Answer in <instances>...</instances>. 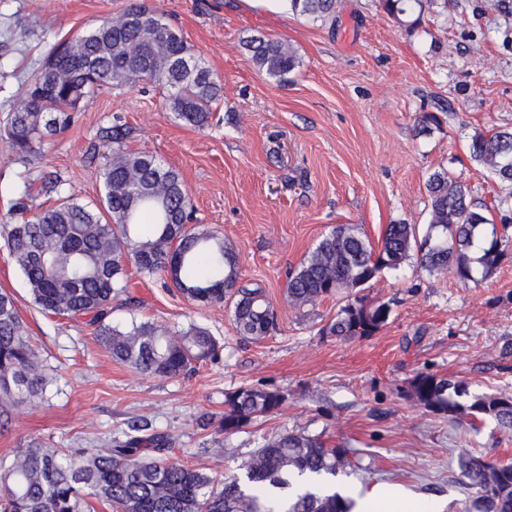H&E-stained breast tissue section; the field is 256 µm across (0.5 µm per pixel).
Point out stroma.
Wrapping results in <instances>:
<instances>
[{
	"instance_id": "obj_1",
	"label": "stroma",
	"mask_w": 512,
	"mask_h": 512,
	"mask_svg": "<svg viewBox=\"0 0 512 512\" xmlns=\"http://www.w3.org/2000/svg\"><path fill=\"white\" fill-rule=\"evenodd\" d=\"M130 2L0 0V120L53 44ZM140 2L164 12L219 76L223 96L207 125L175 119L162 89L126 86L96 93L37 153H17L0 138V224L13 223L19 201L32 213L71 194L97 203L108 134L121 122L125 148L179 170L191 225L236 248L241 283L265 288L278 330L245 342L228 305H197L128 267L113 323H193L219 343L217 356L190 374L142 376L113 360L93 327L34 305L0 242V289L14 295L53 378L46 398L10 410L0 425V459L34 442L98 448L144 420L170 436L178 460L221 475L263 439L302 431L346 449L337 478L346 494L397 486L436 512H462L472 493L460 457L512 464V429L452 424L414 406L408 392L424 373L466 381L476 394H512V238L508 260L482 281L410 262L400 274L382 272L367 293L390 302V319L350 341L317 334L339 299L294 310L286 273L335 226L357 225L377 246L386 225L425 224L426 180L440 168L468 185L494 224L512 219V192L487 178L468 149L474 130L512 128V0H424L411 25L383 0H338L324 22L247 0ZM258 35L295 48L299 65L286 79L251 61L245 42ZM431 114L438 123L424 125ZM242 386L279 390L285 401L223 433L224 395Z\"/></svg>"
}]
</instances>
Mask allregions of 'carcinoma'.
<instances>
[{
	"label": "carcinoma",
	"instance_id": "cac0c4a2",
	"mask_svg": "<svg viewBox=\"0 0 512 512\" xmlns=\"http://www.w3.org/2000/svg\"><path fill=\"white\" fill-rule=\"evenodd\" d=\"M421 0H384L400 20ZM295 13L313 21L335 17L337 0H289ZM121 28L104 17L77 38L56 45L43 59L7 119L11 145L34 153L47 137L66 130L81 104L105 88L149 84L167 91L169 111L186 125L202 127L222 85L163 14L142 4L125 10ZM256 66L283 80L299 60L285 43L264 36L247 40ZM112 151L102 166L103 193L91 206L74 195L31 216L19 209L0 236L23 274L35 305L94 327L112 359L149 377H175L193 364L217 356L219 345L207 330L173 329L156 322L112 324V301L126 288L127 266L164 278L203 306L232 304L236 331L259 342L278 331V317L260 287L238 285L236 249L224 238L188 226L190 200L180 172L146 152L123 145L122 127L112 126ZM470 155L486 172L512 186V128L476 131ZM429 212L425 228L389 224L376 249L355 226L325 234L299 266L288 271V303L300 310L338 295L336 316L319 328L323 338L351 340L374 335L388 321L387 301H368L366 284L384 271H398L411 256L434 274L449 269L462 280L488 277L507 258L502 229L478 211L470 190L446 169L426 181ZM50 381L38 348L30 341L12 294L0 290V404L19 406L46 393ZM409 398L448 421H490L512 429V396L474 394L469 383L419 374ZM277 390L243 386L225 395L221 430L239 431L253 416L278 409ZM148 422L134 421L129 439L101 448H20L0 460V512H85L94 497L112 512H349V499L304 480H329L347 464L344 448H328L303 432L271 437L240 465L244 476H212L169 456L170 438L137 433ZM475 490L476 512H512V472L479 457L461 460Z\"/></svg>",
	"mask_w": 512,
	"mask_h": 512
}]
</instances>
